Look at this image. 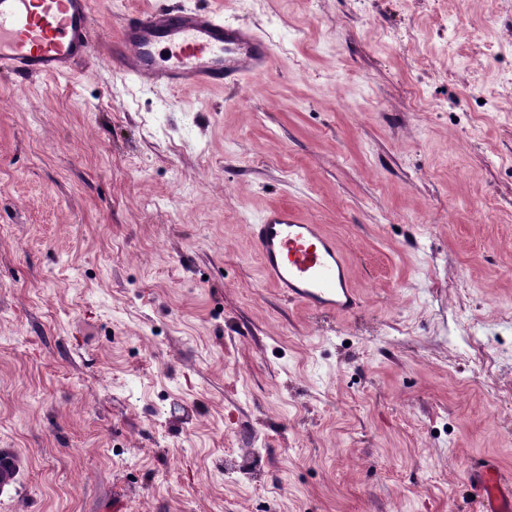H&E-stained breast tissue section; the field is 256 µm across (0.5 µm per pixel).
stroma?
Segmentation results:
<instances>
[{"label": "stroma", "instance_id": "35a3bbf8", "mask_svg": "<svg viewBox=\"0 0 512 512\" xmlns=\"http://www.w3.org/2000/svg\"><path fill=\"white\" fill-rule=\"evenodd\" d=\"M273 43L233 89L0 77V512H460L512 472V0L158 3ZM292 202L362 307L261 277ZM469 503H478V512L512 511V478L493 460H484L467 475Z\"/></svg>", "mask_w": 512, "mask_h": 512}]
</instances>
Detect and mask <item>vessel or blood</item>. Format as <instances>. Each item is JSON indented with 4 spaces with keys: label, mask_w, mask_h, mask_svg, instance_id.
<instances>
[{
    "label": "vessel or blood",
    "mask_w": 512,
    "mask_h": 512,
    "mask_svg": "<svg viewBox=\"0 0 512 512\" xmlns=\"http://www.w3.org/2000/svg\"><path fill=\"white\" fill-rule=\"evenodd\" d=\"M161 46L170 51V62L159 59ZM100 54L124 74L184 90L236 85L275 66L265 36L208 6L132 12L106 38L90 0H0V75L65 77ZM250 233L265 281L288 301L336 315L361 308L335 238L298 206L268 207ZM467 481L478 512H512V475L498 463L483 461Z\"/></svg>",
    "instance_id": "1"
}]
</instances>
